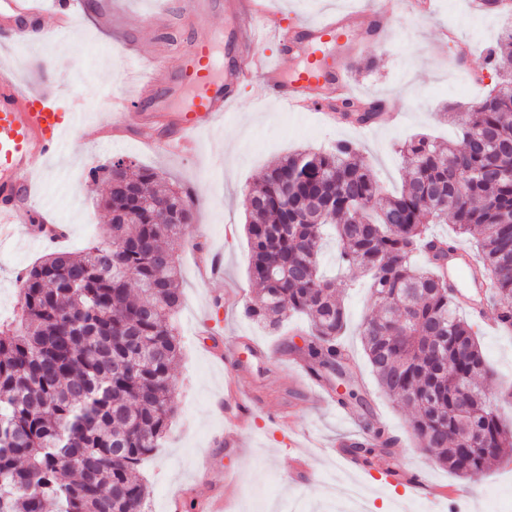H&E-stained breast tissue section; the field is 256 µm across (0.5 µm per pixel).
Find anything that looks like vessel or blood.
Returning a JSON list of instances; mask_svg holds the SVG:
<instances>
[{
	"instance_id": "obj_1",
	"label": "vessel or blood",
	"mask_w": 512,
	"mask_h": 512,
	"mask_svg": "<svg viewBox=\"0 0 512 512\" xmlns=\"http://www.w3.org/2000/svg\"><path fill=\"white\" fill-rule=\"evenodd\" d=\"M7 14L17 21L50 19L53 29L67 30L74 23V0H6ZM233 17L230 34L216 31L195 33L187 50L175 59L160 54L146 66L141 92L153 90L160 73H167V96L179 99L174 113L165 120L174 129L168 146L182 149L194 143L205 127L223 122L235 101L233 89L248 82L257 98L272 100L292 112L315 110L319 101L346 99L351 95L345 70L330 61L327 43L339 38L347 22L359 21L380 33L384 16L376 11H353L315 22H300L270 30L267 10L260 0H177L175 7H162L142 20L144 32L169 29L173 18L189 19L210 12ZM275 39L280 53L268 63L252 52L268 39ZM303 59L304 65L287 71L288 58ZM51 88L23 89L13 79H0V190L18 191L20 200L0 205V223L9 227L37 221L30 208L29 172L36 158L55 151L62 132L78 122L76 113L53 111L48 101ZM250 374L235 368L224 381V416L228 428L224 445L245 450L253 416V398L245 384Z\"/></svg>"
}]
</instances>
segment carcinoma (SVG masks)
Instances as JSON below:
<instances>
[{"label": "carcinoma", "mask_w": 512, "mask_h": 512, "mask_svg": "<svg viewBox=\"0 0 512 512\" xmlns=\"http://www.w3.org/2000/svg\"><path fill=\"white\" fill-rule=\"evenodd\" d=\"M512 27L488 49L499 81L451 112L461 145L421 135L398 149L406 178L383 193L358 147L274 161L244 195L250 280L246 316L278 331L310 319L301 356L317 378L349 370L336 281L321 270L331 230L338 260L369 278L377 313L360 336L382 391L412 410L411 429L437 463L475 483L512 452V428L487 400L491 369L457 290L441 273L430 226L453 221L474 239L498 327L512 332ZM109 186V242L84 254L51 251L20 277L19 311L0 325V512H144L138 466L174 413L180 357L173 316L182 303L176 243L194 217L191 193L157 171L117 158L90 169ZM427 253L430 265L415 258ZM352 444L364 462L393 440L365 424ZM478 431L470 441L472 431Z\"/></svg>", "instance_id": "1"}]
</instances>
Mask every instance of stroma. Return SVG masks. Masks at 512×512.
Here are the masks:
<instances>
[{
    "mask_svg": "<svg viewBox=\"0 0 512 512\" xmlns=\"http://www.w3.org/2000/svg\"><path fill=\"white\" fill-rule=\"evenodd\" d=\"M364 0H264L268 10L282 14L283 24L315 21L342 10H356ZM224 18H196L193 25L175 24L166 34L138 41L141 57L175 51L195 31L223 27ZM512 27V16L487 15L474 0H433L430 12L414 4L400 6L379 37L360 39L349 28L347 46L334 49L347 69L356 98L379 101L399 113L393 124L362 128L325 122L318 113L299 115L271 101L257 99L251 89L236 92L237 106L222 125L200 134L193 152L156 151L140 139H105L99 127L111 118L113 97L134 98L138 65L117 43L79 12L72 31L49 34L27 43L0 33V76L26 88L52 86L53 111H79L76 127L66 132L58 151L34 163L37 204L56 222L67 225L68 236L58 249L81 252L104 241L108 216L97 205L107 186L92 181V166L123 157L156 169L169 181L187 188L195 199V218L176 247L181 269L182 305L176 315L182 355L172 372L177 414L159 450L141 465L138 474L149 490L146 512H170L176 495L201 500L216 490L224 492L223 512H337L351 482L360 483L368 512H392L402 503L406 512H512V458L492 462L484 474L478 497H467L469 481L438 465L413 437L410 411L383 393L372 374L357 329L376 307L363 279L342 278L336 292L348 317L343 338L357 358L359 373L345 376L348 388L361 391L375 420L396 440L393 455L372 458L363 472L352 473L330 449L336 441L362 439L357 420L340 421L339 405L314 394L309 376L297 370L292 354L281 343L303 316L284 323L280 331L262 328L245 316L246 302L255 287L248 276L250 249L243 230V194L270 164L302 149H327L339 140L359 143L367 166L385 193L402 185L405 172L397 153L402 141L419 133L441 140H457L455 125L444 121L447 106L465 111L468 103L492 90L496 78L485 68V53L500 33ZM469 43L471 57L463 67L450 64L454 49L449 33ZM376 59L373 68L366 59ZM232 236H225L226 227ZM221 254L223 274L202 278L198 244ZM48 250L31 232L0 237V322L10 320L18 299L19 275ZM223 298L215 307V298ZM496 316L487 308L478 325V340L493 371L488 380L489 399L512 386V335H504L489 322ZM266 351L253 356L251 346ZM238 354L252 368L262 397L254 412L248 454L235 455L224 446V396L227 351ZM399 466L417 472L424 487L379 480L390 457Z\"/></svg>",
    "mask_w": 512,
    "mask_h": 512,
    "instance_id": "35a3bbf8",
    "label": "stroma"
}]
</instances>
